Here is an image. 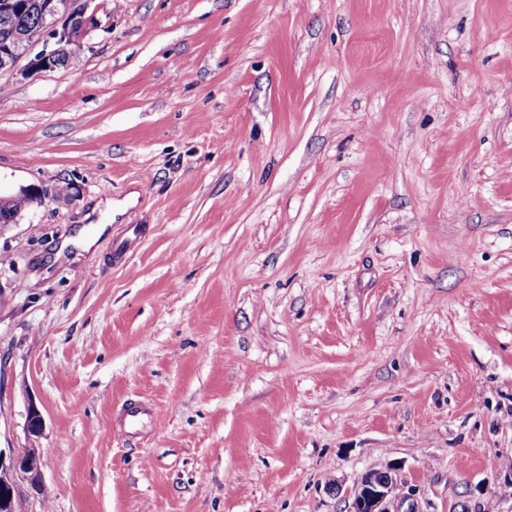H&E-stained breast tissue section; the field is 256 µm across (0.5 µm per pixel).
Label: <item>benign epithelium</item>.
Listing matches in <instances>:
<instances>
[{
  "instance_id": "obj_1",
  "label": "benign epithelium",
  "mask_w": 512,
  "mask_h": 512,
  "mask_svg": "<svg viewBox=\"0 0 512 512\" xmlns=\"http://www.w3.org/2000/svg\"><path fill=\"white\" fill-rule=\"evenodd\" d=\"M95 0H0V15L10 16L31 9L39 22L34 27L11 28L0 34V78L24 75L30 71L53 70L76 57V47L91 32L101 27ZM54 192L39 186H24L11 196H0V209L12 205L18 196L28 204H43ZM41 449L27 448L19 455L4 456L0 450V512H11L15 486L25 481L34 491L40 487ZM393 464L370 468L361 473L353 486L344 491L351 500L349 512H417L415 489L405 488Z\"/></svg>"
}]
</instances>
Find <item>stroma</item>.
Returning a JSON list of instances; mask_svg holds the SVG:
<instances>
[{
	"mask_svg": "<svg viewBox=\"0 0 512 512\" xmlns=\"http://www.w3.org/2000/svg\"><path fill=\"white\" fill-rule=\"evenodd\" d=\"M95 6L0 79V192L64 191L0 232L23 512H347L392 463L512 512V0ZM147 415V409L138 401L123 404L115 420L114 431L117 434H129L137 430Z\"/></svg>",
	"mask_w": 512,
	"mask_h": 512,
	"instance_id": "stroma-1",
	"label": "stroma"
}]
</instances>
